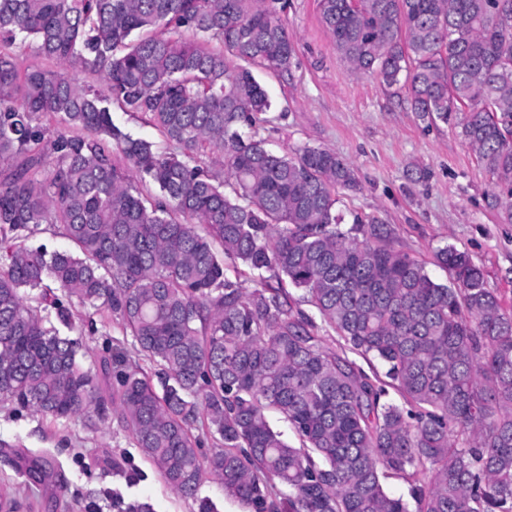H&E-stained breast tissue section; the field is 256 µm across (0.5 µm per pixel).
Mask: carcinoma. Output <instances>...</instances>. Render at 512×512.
<instances>
[{"instance_id":"1","label":"carcinoma","mask_w":512,"mask_h":512,"mask_svg":"<svg viewBox=\"0 0 512 512\" xmlns=\"http://www.w3.org/2000/svg\"><path fill=\"white\" fill-rule=\"evenodd\" d=\"M318 6L353 73L407 88L427 125L461 128L509 187L511 222L512 0ZM287 9L0 0L1 42L105 81L100 90L62 71L21 73L0 53V401L52 420L118 413L197 512H217L197 496L207 475L255 512H512V307L467 253L438 249L449 273L438 283L395 248L389 225L345 223L336 191L356 178L341 156L280 154L242 132L271 107L251 66L294 63ZM114 103L149 114L171 151L123 132ZM47 114L64 128L49 132ZM114 146L139 181L114 164ZM147 184L160 195H144ZM44 224L71 247L27 245ZM74 300L129 330L156 378L120 349L100 371L84 367L78 340L55 326L70 324ZM325 326L346 349L323 345ZM204 428L213 450L202 459L194 431ZM25 473L44 482L52 464L32 458ZM388 476L411 500L388 493ZM114 507L154 512L140 500ZM20 509L17 483L4 480L0 512Z\"/></svg>"}]
</instances>
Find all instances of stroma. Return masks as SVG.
Instances as JSON below:
<instances>
[{
	"label": "stroma",
	"mask_w": 512,
	"mask_h": 512,
	"mask_svg": "<svg viewBox=\"0 0 512 512\" xmlns=\"http://www.w3.org/2000/svg\"><path fill=\"white\" fill-rule=\"evenodd\" d=\"M288 3L294 65L287 73L255 72L272 100L260 136L281 152L321 147L347 159L358 185L340 193L346 215L389 224L397 248L425 262L441 283L448 273L435 263L437 249L451 244L467 252L487 288L512 306V223L495 204L506 195L496 175L458 128L426 126L402 95L352 73L320 21L318 0ZM422 170L427 179H417ZM72 313L73 335L88 348L86 366L99 369L111 346L132 348L109 313L79 306ZM0 441L49 454L60 466L61 487L27 482L20 512H113L116 493L148 501L154 512H196L135 447L117 414L92 427L80 415L53 422L0 403Z\"/></svg>",
	"instance_id": "obj_1"
}]
</instances>
